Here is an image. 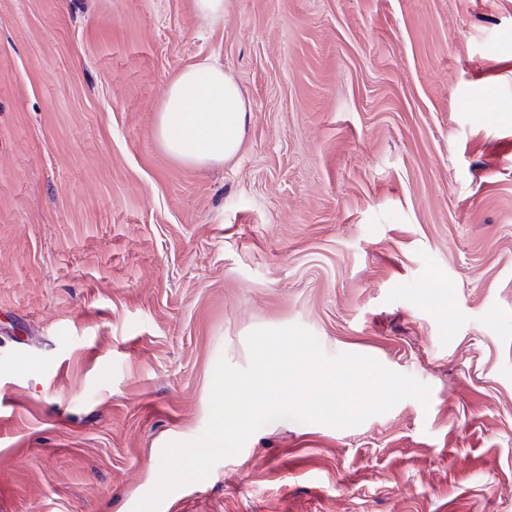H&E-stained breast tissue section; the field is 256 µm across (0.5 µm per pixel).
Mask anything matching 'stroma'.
Listing matches in <instances>:
<instances>
[{
	"label": "stroma",
	"instance_id": "obj_1",
	"mask_svg": "<svg viewBox=\"0 0 512 512\" xmlns=\"http://www.w3.org/2000/svg\"><path fill=\"white\" fill-rule=\"evenodd\" d=\"M200 61L252 107L204 170L155 135ZM292 325L429 405L272 422L173 512H512V0H0V512H132ZM227 0H194V9L198 18L208 24L224 21Z\"/></svg>",
	"mask_w": 512,
	"mask_h": 512
}]
</instances>
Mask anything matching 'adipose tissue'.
<instances>
[{
  "label": "adipose tissue",
  "mask_w": 512,
  "mask_h": 512,
  "mask_svg": "<svg viewBox=\"0 0 512 512\" xmlns=\"http://www.w3.org/2000/svg\"><path fill=\"white\" fill-rule=\"evenodd\" d=\"M250 107L234 77L208 61L184 68L166 90L156 137L181 163L206 168L234 158Z\"/></svg>",
  "instance_id": "adipose-tissue-1"
}]
</instances>
